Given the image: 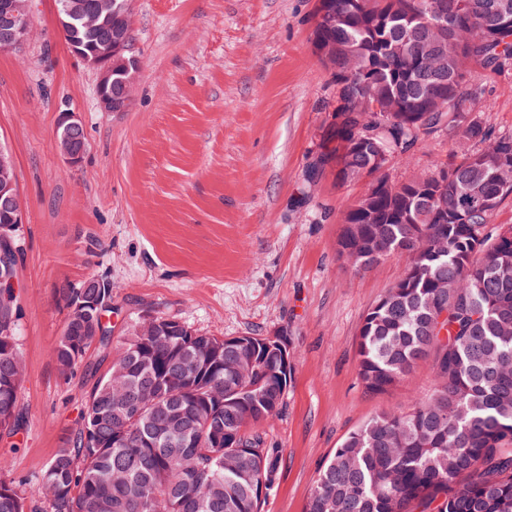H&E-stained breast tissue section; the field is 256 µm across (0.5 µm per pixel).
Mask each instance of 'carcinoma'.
Returning a JSON list of instances; mask_svg holds the SVG:
<instances>
[{
  "label": "carcinoma",
  "instance_id": "carcinoma-1",
  "mask_svg": "<svg viewBox=\"0 0 512 512\" xmlns=\"http://www.w3.org/2000/svg\"><path fill=\"white\" fill-rule=\"evenodd\" d=\"M317 0L313 49L336 85L334 120L323 135L318 167L336 180L371 176L338 239L359 269L388 259L404 270L367 310L358 367L365 388L396 387L420 361L434 388L404 411L382 412L351 432L317 472L306 512H512V226L489 229L512 197V135L493 136L479 115L483 89L475 65L512 67V0L491 17L488 0ZM71 52L92 55L112 38L131 0L84 25L56 0ZM138 57L112 62L119 87ZM448 134L480 142L450 155L431 176L390 184L382 171L408 158L418 142ZM82 284L59 289L68 310L53 349L60 373L93 377L68 445L47 464L38 493L49 512H263L255 487L279 477L281 451L262 426L283 406L290 363L266 356L259 336L226 344L170 317L135 319L112 346L102 307L77 308ZM20 307L0 281V433L23 425L18 344ZM98 347L103 372L85 362ZM156 383L177 395L185 418L171 422L159 400L134 416L118 402L128 389ZM126 420L112 437V417ZM0 512H41L0 466Z\"/></svg>",
  "mask_w": 512,
  "mask_h": 512
}]
</instances>
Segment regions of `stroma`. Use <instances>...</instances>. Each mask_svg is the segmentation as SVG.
Wrapping results in <instances>:
<instances>
[{"label": "stroma", "instance_id": "stroma-1", "mask_svg": "<svg viewBox=\"0 0 512 512\" xmlns=\"http://www.w3.org/2000/svg\"><path fill=\"white\" fill-rule=\"evenodd\" d=\"M28 40L0 50V147L25 204L16 279L24 425L0 460L35 498L86 390L52 357L66 316L58 290L95 274L112 283V334L144 313L211 336L286 334L292 383L263 427L281 449L265 512H305L319 467L376 414L432 387L419 364L371 393L357 364L362 319L400 278L385 260L355 271L338 252L344 216L367 188L315 172L336 86L313 51L316 0H133L140 60L122 112L99 105L97 75L60 38L55 0H32ZM482 118L512 135V71L474 69ZM78 113L87 152L56 148L62 113ZM424 138L385 170L422 179L447 162Z\"/></svg>", "mask_w": 512, "mask_h": 512}]
</instances>
